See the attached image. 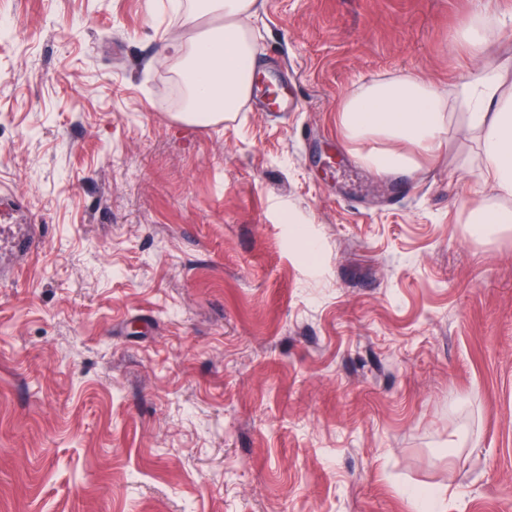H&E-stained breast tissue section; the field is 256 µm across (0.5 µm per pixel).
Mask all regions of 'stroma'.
<instances>
[{
  "label": "stroma",
  "mask_w": 512,
  "mask_h": 512,
  "mask_svg": "<svg viewBox=\"0 0 512 512\" xmlns=\"http://www.w3.org/2000/svg\"><path fill=\"white\" fill-rule=\"evenodd\" d=\"M476 0H261L297 100L179 122L176 0H0V512H512V230L448 117L369 180L337 111L451 89ZM472 224L477 234H485L496 228L512 226V206L497 204L477 211L472 216Z\"/></svg>",
  "instance_id": "35a3bbf8"
}]
</instances>
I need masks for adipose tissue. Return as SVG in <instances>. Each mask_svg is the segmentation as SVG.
Returning a JSON list of instances; mask_svg holds the SVG:
<instances>
[{"label": "adipose tissue", "mask_w": 512, "mask_h": 512, "mask_svg": "<svg viewBox=\"0 0 512 512\" xmlns=\"http://www.w3.org/2000/svg\"><path fill=\"white\" fill-rule=\"evenodd\" d=\"M200 2V9L185 12L184 27L194 29L206 15L220 17L221 25L193 39L169 35L165 49L168 59L179 64L185 87L180 119L217 124L239 111L254 90L258 63L244 22L255 14L257 0ZM466 42L481 65L452 93L418 77L372 81L345 98L337 123L347 140L368 144L360 156L363 164L380 171H411L415 162L404 145L435 155L446 138L449 112L464 109L467 132L482 136L480 178L499 200L472 216L475 233L485 234L512 226V97L501 92L503 73L494 62V41L474 27ZM376 136L385 139V147H370Z\"/></svg>", "instance_id": "obj_1"}]
</instances>
